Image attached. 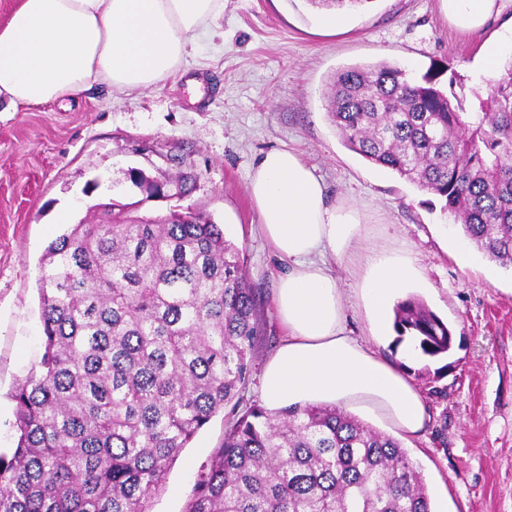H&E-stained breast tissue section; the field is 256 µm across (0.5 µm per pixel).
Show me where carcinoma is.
I'll use <instances>...</instances> for the list:
<instances>
[{"label":"carcinoma","mask_w":512,"mask_h":512,"mask_svg":"<svg viewBox=\"0 0 512 512\" xmlns=\"http://www.w3.org/2000/svg\"><path fill=\"white\" fill-rule=\"evenodd\" d=\"M349 10L372 0H308ZM464 111L433 79L386 62L333 78L344 144L433 195L464 236L512 268V61ZM139 173L145 198L112 203L46 248L43 353L17 383L16 446L0 453V512H151L182 450L231 406L185 512H431L401 443L342 410L240 407L267 335L239 248L200 211L134 215L181 198ZM396 344L449 355L452 330L421 300L397 303Z\"/></svg>","instance_id":"obj_1"}]
</instances>
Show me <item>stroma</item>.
Instances as JSON below:
<instances>
[{"label": "stroma", "instance_id": "stroma-1", "mask_svg": "<svg viewBox=\"0 0 512 512\" xmlns=\"http://www.w3.org/2000/svg\"><path fill=\"white\" fill-rule=\"evenodd\" d=\"M320 14L308 0H224L219 28L199 38L174 77L123 93L96 83L66 102L19 110L0 101L1 449L14 444L12 389L42 353L44 250L92 220V205L140 201L131 170L195 177L182 203L226 226L240 249L269 327L257 359L269 357L283 335L272 297L286 265L262 234L247 184L264 153L286 148L312 168L330 203L360 209L357 252L415 260L422 280L410 294L453 330L447 376L418 383L431 419L406 444L410 460L427 485L445 487L448 512H512V269L478 250L474 268L459 270L451 253L461 227L435 197L348 149L327 97L337 71L385 61L414 80L435 78L475 111L487 83L485 40H501L512 57V0L475 33L452 26L441 0H370L343 12L345 29L332 35L319 33ZM92 181L99 187L86 193ZM227 419L216 413L183 449L151 512H183Z\"/></svg>", "mask_w": 512, "mask_h": 512}]
</instances>
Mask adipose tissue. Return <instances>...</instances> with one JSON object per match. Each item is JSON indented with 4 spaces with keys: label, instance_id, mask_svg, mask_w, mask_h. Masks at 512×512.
I'll list each match as a JSON object with an SVG mask.
<instances>
[{
    "label": "adipose tissue",
    "instance_id": "1",
    "mask_svg": "<svg viewBox=\"0 0 512 512\" xmlns=\"http://www.w3.org/2000/svg\"><path fill=\"white\" fill-rule=\"evenodd\" d=\"M449 23L476 32L499 0H442ZM224 15V0H18L0 25V99L26 108L76 96L102 82L119 91L146 88L177 72L196 39ZM249 195L265 237L288 272L274 305L285 336L259 383L267 409L327 404L378 413L405 439L418 438L428 404L406 369L418 352L404 340L395 357L380 347L394 332V306L420 271L403 255L371 251L359 260L356 294L369 325L354 335L339 280L324 261L348 256L361 234L356 208L328 204L300 158L266 152Z\"/></svg>",
    "mask_w": 512,
    "mask_h": 512
}]
</instances>
